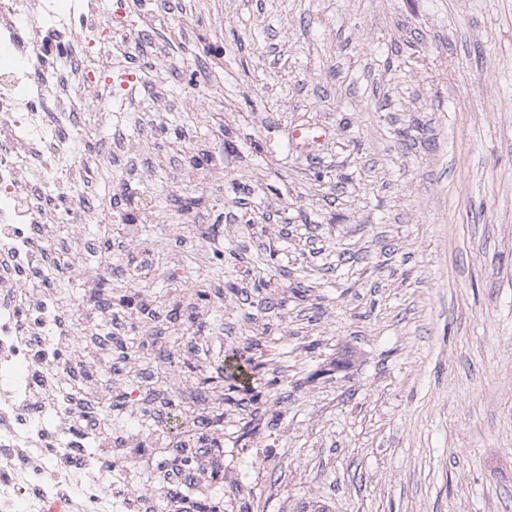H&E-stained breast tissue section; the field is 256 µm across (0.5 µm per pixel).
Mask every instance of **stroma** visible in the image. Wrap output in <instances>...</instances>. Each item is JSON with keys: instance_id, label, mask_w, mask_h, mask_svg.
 <instances>
[{"instance_id": "stroma-1", "label": "stroma", "mask_w": 512, "mask_h": 512, "mask_svg": "<svg viewBox=\"0 0 512 512\" xmlns=\"http://www.w3.org/2000/svg\"><path fill=\"white\" fill-rule=\"evenodd\" d=\"M120 201L192 214L224 285V512H512V0H158ZM209 96L194 106L187 84ZM306 130L294 142L292 129ZM206 161L191 183L185 140ZM159 222L145 225L159 237Z\"/></svg>"}]
</instances>
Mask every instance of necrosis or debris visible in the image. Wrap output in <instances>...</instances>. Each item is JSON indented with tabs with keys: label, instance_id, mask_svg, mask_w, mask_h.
<instances>
[{
	"label": "necrosis or debris",
	"instance_id": "1",
	"mask_svg": "<svg viewBox=\"0 0 512 512\" xmlns=\"http://www.w3.org/2000/svg\"><path fill=\"white\" fill-rule=\"evenodd\" d=\"M133 36L125 0H0V512H155L157 485H197L209 462L185 468L170 421L151 434L116 433L103 408L109 386L71 383L90 343L112 352L128 321L87 316L84 293L112 273V252L131 253L139 282L158 272L166 239L96 199L86 176L124 177L131 144L106 148L87 130L111 124L118 99L113 51ZM64 199L54 206L48 192ZM98 228L99 237L88 235ZM83 294L47 290L60 276ZM133 414L166 393L134 355H117Z\"/></svg>",
	"mask_w": 512,
	"mask_h": 512
}]
</instances>
